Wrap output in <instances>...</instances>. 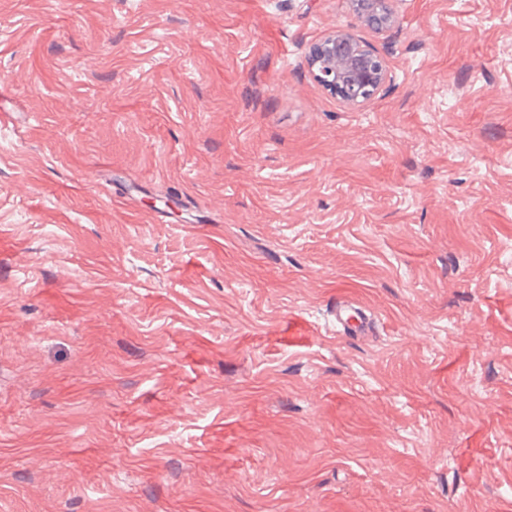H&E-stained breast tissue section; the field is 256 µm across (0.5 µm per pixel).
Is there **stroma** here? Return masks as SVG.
Here are the masks:
<instances>
[{
	"label": "stroma",
	"instance_id": "35a3bbf8",
	"mask_svg": "<svg viewBox=\"0 0 512 512\" xmlns=\"http://www.w3.org/2000/svg\"><path fill=\"white\" fill-rule=\"evenodd\" d=\"M397 13L0 0V512H512V0ZM397 0H351L356 18L363 25L386 32L394 28L397 14L394 4ZM307 64L314 81L347 106H360L390 85L387 59L377 48L336 29L309 47ZM354 302L348 298H341L336 301L332 307L331 316L337 327L343 331L352 330L354 332L366 333L370 330V318L357 312Z\"/></svg>",
	"mask_w": 512,
	"mask_h": 512
}]
</instances>
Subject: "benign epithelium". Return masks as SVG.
Returning a JSON list of instances; mask_svg holds the SVG:
<instances>
[{"mask_svg":"<svg viewBox=\"0 0 512 512\" xmlns=\"http://www.w3.org/2000/svg\"><path fill=\"white\" fill-rule=\"evenodd\" d=\"M397 0H351L356 18L379 32L396 26ZM307 64L314 81L347 106H360L391 82L387 59L377 48L336 29L309 47Z\"/></svg>","mask_w":512,"mask_h":512,"instance_id":"7a95c632","label":"benign epithelium"}]
</instances>
